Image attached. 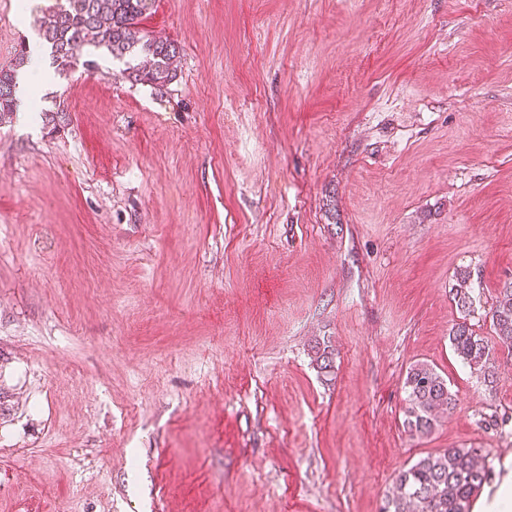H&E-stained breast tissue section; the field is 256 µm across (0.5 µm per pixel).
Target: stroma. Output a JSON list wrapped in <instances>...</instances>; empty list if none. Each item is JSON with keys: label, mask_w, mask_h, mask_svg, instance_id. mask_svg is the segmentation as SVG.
I'll return each instance as SVG.
<instances>
[{"label": "stroma", "mask_w": 512, "mask_h": 512, "mask_svg": "<svg viewBox=\"0 0 512 512\" xmlns=\"http://www.w3.org/2000/svg\"><path fill=\"white\" fill-rule=\"evenodd\" d=\"M53 2L0 0V69ZM141 26L180 49L169 85L101 57L0 125V512H380L470 447L494 492L512 0H155ZM464 269L482 372L448 340ZM418 362L458 396L426 437Z\"/></svg>", "instance_id": "35a3bbf8"}]
</instances>
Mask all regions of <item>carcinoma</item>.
Returning a JSON list of instances; mask_svg holds the SVG:
<instances>
[{"label": "carcinoma", "instance_id": "obj_1", "mask_svg": "<svg viewBox=\"0 0 512 512\" xmlns=\"http://www.w3.org/2000/svg\"><path fill=\"white\" fill-rule=\"evenodd\" d=\"M152 0H56L48 13L38 20V32L49 50L52 64L61 71L78 65L82 53L95 55L105 50L122 62L127 78L135 83L157 87L176 77L179 47L157 38L140 27ZM26 47L17 53L15 67L0 70V124L16 113V69L27 63ZM458 311L469 315L473 305L471 272L458 274L457 284L449 291ZM492 325L499 343L512 352V282L504 284L492 309ZM454 352L471 367H484L489 344L476 335L467 321L456 323L449 332ZM316 364L329 375L334 368V349L316 345ZM408 407L404 420L413 436L432 434L439 413L457 406L456 394L446 380L427 363L409 367L405 381ZM480 448H448L429 454L397 475L382 512H470L471 499L487 481Z\"/></svg>", "mask_w": 512, "mask_h": 512}]
</instances>
